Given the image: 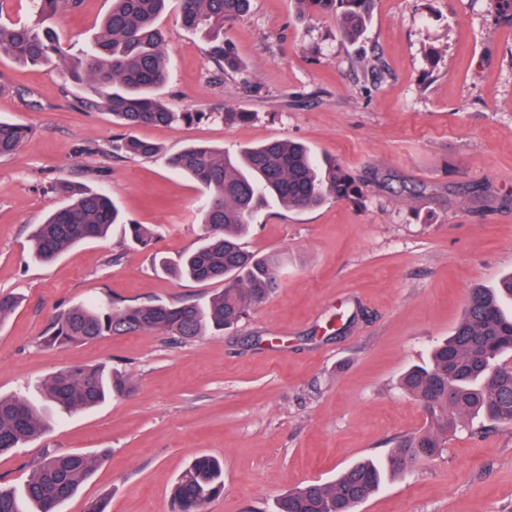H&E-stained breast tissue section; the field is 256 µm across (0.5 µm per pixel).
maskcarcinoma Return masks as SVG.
Instances as JSON below:
<instances>
[{
  "label": "carcinoma",
  "instance_id": "carcinoma-1",
  "mask_svg": "<svg viewBox=\"0 0 512 512\" xmlns=\"http://www.w3.org/2000/svg\"><path fill=\"white\" fill-rule=\"evenodd\" d=\"M81 0H34L26 23L0 24V50L23 63L57 59L63 75L76 85L92 84L112 122L123 128L189 124L217 116L226 122L247 121L249 112H175L160 97L169 62L157 20L168 0H112L97 35L77 56H69L51 28L53 17L74 10ZM180 21L210 43L209 55L219 67L236 69L239 60L224 40V23L246 15L251 0H180ZM297 13L332 12L340 17L339 34L358 41L365 33L375 0H294ZM28 131L0 119V157L14 155ZM114 149L156 158L203 189L199 216L202 241L175 265H159L180 278L223 284L207 302L142 303L117 306L92 303L61 312L48 329L45 343L86 344L113 335L158 333L189 341L209 332L237 326L278 288L281 259L245 248L242 238L254 217L273 202L288 209H310L328 197L360 195L352 176L334 159H317L303 143L270 140L244 147L235 155L224 148L189 144L174 154L147 140L127 136ZM70 201L35 225L31 234L34 260L47 262L69 248L102 238L115 224L124 235L146 247L153 230L123 221L111 199L91 189L62 183ZM512 274L494 288H473L463 315L447 339L437 343L427 367L409 369L401 387L423 407L430 424L401 438L382 464L359 461L332 482H312L283 495L277 512H356L388 473L404 475L422 461L438 456L448 431L460 419L480 416L495 424H512ZM49 405L64 411L88 409L109 397H122L130 382L117 371L84 365L50 376L42 385ZM46 423V408L24 396L0 397V455L36 438ZM95 461L81 453L51 455L33 470L21 491L0 487V512H56L94 472ZM224 490V466L200 455L179 477L172 492L174 512H205Z\"/></svg>",
  "mask_w": 512,
  "mask_h": 512
}]
</instances>
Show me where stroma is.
I'll use <instances>...</instances> for the list:
<instances>
[{
	"label": "stroma",
	"instance_id": "stroma-1",
	"mask_svg": "<svg viewBox=\"0 0 512 512\" xmlns=\"http://www.w3.org/2000/svg\"><path fill=\"white\" fill-rule=\"evenodd\" d=\"M109 7L82 0L56 16L62 47L79 53ZM179 10L171 0L159 20L170 62L161 95L173 111L213 118L135 136L172 153L300 141L336 158L361 196L273 204L256 217L248 248L284 263L275 292L232 330L45 346L68 308L204 303L219 286L154 262L196 247L198 185L162 161L114 151L123 128L57 61L23 64L0 51V117L31 130L0 159V293L21 299L0 322V394L38 398L73 365L111 366L131 383L128 396L56 413L41 437L0 455V484L17 487L45 456L95 458L59 512H87L101 498L109 512H172L175 482L203 454L224 462V493L206 512H274L286 490L385 457L426 424L401 374L449 335L470 289L512 272V22L489 0H375L354 43L335 14L253 0L224 26L235 73L215 65ZM231 109L252 118L219 120ZM61 181L106 193L127 219L155 229L151 244L134 246L116 229L34 261L31 228L65 205L53 191ZM480 425L460 423L441 456L386 482L357 512H512V425Z\"/></svg>",
	"mask_w": 512,
	"mask_h": 512
}]
</instances>
